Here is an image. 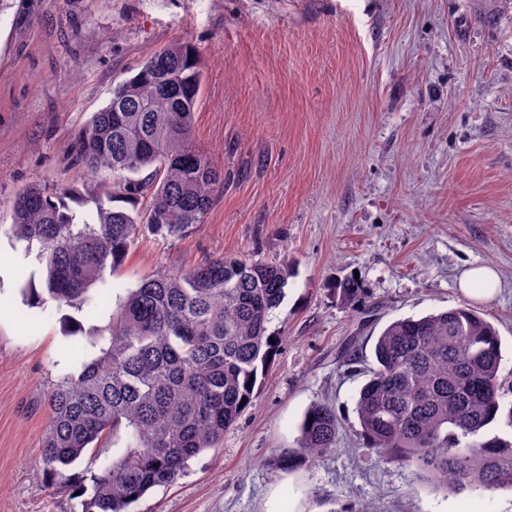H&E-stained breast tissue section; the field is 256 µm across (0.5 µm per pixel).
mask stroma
Listing matches in <instances>:
<instances>
[{
	"mask_svg": "<svg viewBox=\"0 0 512 512\" xmlns=\"http://www.w3.org/2000/svg\"><path fill=\"white\" fill-rule=\"evenodd\" d=\"M476 0H14L0 15V224L32 183L81 184L66 164L76 132L113 86L161 47L203 62L194 142L224 172L203 223L172 240L147 230L107 289L210 257L290 259L294 275L268 331L277 356L219 447L129 512H263L295 492L276 452L295 447L305 410L339 408L336 450L302 464L304 512H512V492L434 491L356 444L364 370L395 319L474 306L502 343L512 384V13L480 22ZM0 512H82L88 452L48 489L38 463L53 381L90 359L85 332L108 316L27 305L42 267L0 234ZM475 264L500 292L458 289ZM354 281L355 305L334 286ZM354 352L356 364L341 359ZM500 277L496 268L485 265L471 266L463 271L458 288L467 298L478 302L492 300L499 288Z\"/></svg>",
	"mask_w": 512,
	"mask_h": 512,
	"instance_id": "35a3bbf8",
	"label": "stroma"
}]
</instances>
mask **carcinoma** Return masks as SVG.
<instances>
[{"label":"carcinoma","mask_w":512,"mask_h":512,"mask_svg":"<svg viewBox=\"0 0 512 512\" xmlns=\"http://www.w3.org/2000/svg\"><path fill=\"white\" fill-rule=\"evenodd\" d=\"M201 84L193 47L159 49L74 138L75 163L112 179L53 191L32 184L11 202L12 223L0 225L26 248L38 246L44 274L23 288L30 304L50 299L60 310L109 315L108 334L89 340L94 356L51 383L46 397L47 488L90 445L112 438L83 512H127L176 481L218 447L275 358L268 324L293 275L286 259L221 257L147 277L115 300L90 295L141 226L175 240L203 223L224 174L193 144ZM374 356L355 403L363 447L436 490H512V442L482 438L505 395L490 321L466 307L399 318L376 336ZM340 432L333 404L311 406L297 447L276 465L326 456Z\"/></svg>","instance_id":"1"}]
</instances>
